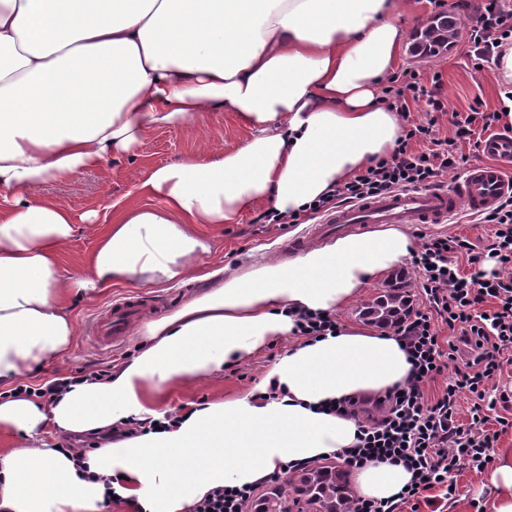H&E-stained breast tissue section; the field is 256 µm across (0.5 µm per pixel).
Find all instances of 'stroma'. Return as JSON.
<instances>
[{
	"label": "stroma",
	"instance_id": "stroma-1",
	"mask_svg": "<svg viewBox=\"0 0 512 512\" xmlns=\"http://www.w3.org/2000/svg\"><path fill=\"white\" fill-rule=\"evenodd\" d=\"M435 14L430 0H408L404 22L409 35L402 49L400 68L414 69L426 81L431 79L433 72H440L442 95L448 111L467 112L477 99L487 110L497 109L500 87L496 81V67L490 63L483 70L473 69L466 35H459L445 51L428 54L417 50L416 43L426 23L431 22ZM248 135V130L229 112L163 127L144 138L133 155L108 161L102 168L67 182L46 183L38 193L78 213L97 211L99 219L103 220L110 216L112 204L129 200L134 183L144 179L152 167L188 155L207 153L216 144L230 148ZM256 218V213L252 212L237 224L203 226L202 231L210 239L212 250L198 261L202 273H213L227 265H246L268 256L288 259L290 241L303 232V225L260 224ZM200 288L197 281L155 288L116 285L103 294L77 300L70 310L76 327L74 341L59 363L43 370V377H51L57 372L68 374L113 366L135 353L139 342L137 336H127L113 346L99 345L94 339L98 318L114 300L128 296L141 298L148 305L143 317L149 320L170 313ZM287 349V343H280L248 363L225 370L220 376L175 387L167 392L162 406L167 410H186L194 403L244 396L255 389ZM456 480V497L446 504V512H477L478 506L484 505L488 497L482 474L465 468L457 472Z\"/></svg>",
	"mask_w": 512,
	"mask_h": 512
}]
</instances>
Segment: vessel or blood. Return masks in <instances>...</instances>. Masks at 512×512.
I'll return each mask as SVG.
<instances>
[{
    "label": "vessel or blood",
    "instance_id": "b4317fda",
    "mask_svg": "<svg viewBox=\"0 0 512 512\" xmlns=\"http://www.w3.org/2000/svg\"><path fill=\"white\" fill-rule=\"evenodd\" d=\"M480 150L482 162L468 166L448 185L399 190L336 208L314 232L296 237L292 252H299L333 232L358 233L377 224H445L463 211H490L502 197L512 194V131L486 136ZM144 308L143 301L133 297L113 302L101 319L97 343L109 346L123 341L132 318Z\"/></svg>",
    "mask_w": 512,
    "mask_h": 512
}]
</instances>
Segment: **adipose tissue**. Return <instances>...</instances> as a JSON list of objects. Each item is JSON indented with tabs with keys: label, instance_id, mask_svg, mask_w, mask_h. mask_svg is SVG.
Here are the masks:
<instances>
[{
	"label": "adipose tissue",
	"instance_id": "ef3b65f1",
	"mask_svg": "<svg viewBox=\"0 0 512 512\" xmlns=\"http://www.w3.org/2000/svg\"><path fill=\"white\" fill-rule=\"evenodd\" d=\"M405 0H0V386L69 349L72 302L115 284L196 278L204 224H235L258 204L295 212L391 152L401 134L382 86L408 37ZM213 112L250 132L239 146L154 167L132 201L96 229L78 272L62 258L75 214L38 196L133 153L152 130ZM418 247L392 224L336 237L283 261L225 268L223 282L138 327L134 356L104 381L46 406L1 398L0 429L24 438L0 453V512H107L106 490L142 512H191L209 491L255 484L356 442L331 404L405 385L400 337L343 325L291 343L298 312L338 314ZM290 341L258 394L184 412L168 431L70 456L40 447L111 427L164 391L202 381ZM280 395L267 399L269 388ZM113 477L112 486L100 476ZM357 496L387 499L409 482L399 464L351 468ZM490 512H512V448L484 475Z\"/></svg>",
	"mask_w": 512,
	"mask_h": 512
}]
</instances>
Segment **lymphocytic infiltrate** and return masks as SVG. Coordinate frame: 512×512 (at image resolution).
<instances>
[{"label":"lymphocytic infiltrate","instance_id":"f902f5d3","mask_svg":"<svg viewBox=\"0 0 512 512\" xmlns=\"http://www.w3.org/2000/svg\"><path fill=\"white\" fill-rule=\"evenodd\" d=\"M467 28L470 58L479 70L499 61L512 41V10L503 0H483ZM441 90L437 73L427 83L413 70L388 78V105L406 120L392 152L308 208L289 215L269 211L263 222L303 224L343 204L431 187L444 173L457 170L465 161L457 153L459 142L479 146L500 116L477 108L448 113ZM414 102L425 104V117L412 119ZM445 117L453 128L449 137L441 134ZM479 221L490 227L482 244L464 236L434 235L411 256L425 303L408 308L390 326L392 334L403 337L412 363L406 386L378 398L375 416H362L351 401L339 405L356 417L359 427L355 446L343 452L348 465L389 461L412 475L392 498H353L351 512H418L420 504L433 508L438 501L454 499L452 472L464 461L484 470L501 431L512 429L507 415L512 387L502 381L505 366L512 365V196L481 214ZM440 375L447 378L444 387L436 397H427L424 384ZM109 376L106 369L56 375L37 385H17L16 392L51 404L73 385ZM435 488L440 494L433 499L429 492ZM258 492L255 485L218 487L192 512H249Z\"/></svg>","mask_w":512,"mask_h":512}]
</instances>
